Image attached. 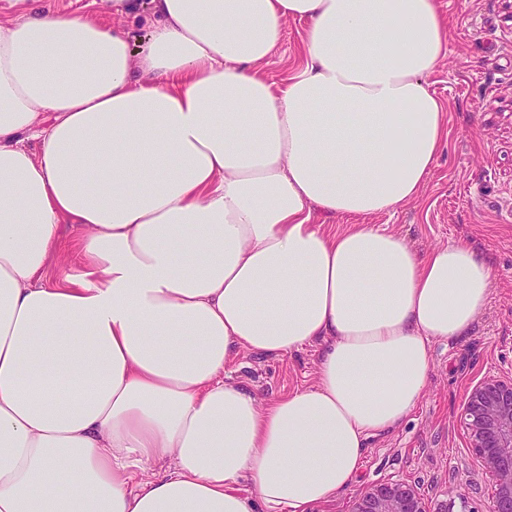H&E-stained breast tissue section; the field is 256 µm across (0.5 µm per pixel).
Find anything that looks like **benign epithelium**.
I'll return each mask as SVG.
<instances>
[{
    "label": "benign epithelium",
    "mask_w": 512,
    "mask_h": 512,
    "mask_svg": "<svg viewBox=\"0 0 512 512\" xmlns=\"http://www.w3.org/2000/svg\"><path fill=\"white\" fill-rule=\"evenodd\" d=\"M459 422L491 482L490 512H512V371L467 389ZM351 512H430L416 484L390 479L357 495Z\"/></svg>",
    "instance_id": "1"
}]
</instances>
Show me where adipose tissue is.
Masks as SVG:
<instances>
[{
	"instance_id": "adipose-tissue-1",
	"label": "adipose tissue",
	"mask_w": 512,
	"mask_h": 512,
	"mask_svg": "<svg viewBox=\"0 0 512 512\" xmlns=\"http://www.w3.org/2000/svg\"><path fill=\"white\" fill-rule=\"evenodd\" d=\"M0 13V512H309L420 405L489 261L373 217L448 139L437 0H150L141 47ZM304 58L261 71L288 20ZM37 149L24 143L25 135ZM320 223H313V216ZM352 217L330 230L326 220ZM74 244L80 271L54 284ZM320 348L259 405L243 351ZM250 483L252 495L239 492Z\"/></svg>"
}]
</instances>
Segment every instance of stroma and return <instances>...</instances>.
<instances>
[{
  "mask_svg": "<svg viewBox=\"0 0 512 512\" xmlns=\"http://www.w3.org/2000/svg\"><path fill=\"white\" fill-rule=\"evenodd\" d=\"M448 54L428 82L447 107L448 143L420 201L376 218L418 253L462 241L494 270L491 297L467 336L432 346L428 391L397 429L369 439L365 465L335 502L311 512H348L354 497L391 477L415 481L431 512H488L491 488L458 421L467 388L512 370V0H439ZM305 23L287 22L264 75L282 83L301 57ZM318 346L280 358L243 353L225 378L269 401L314 384Z\"/></svg>",
  "mask_w": 512,
  "mask_h": 512,
  "instance_id": "stroma-1",
  "label": "stroma"
}]
</instances>
